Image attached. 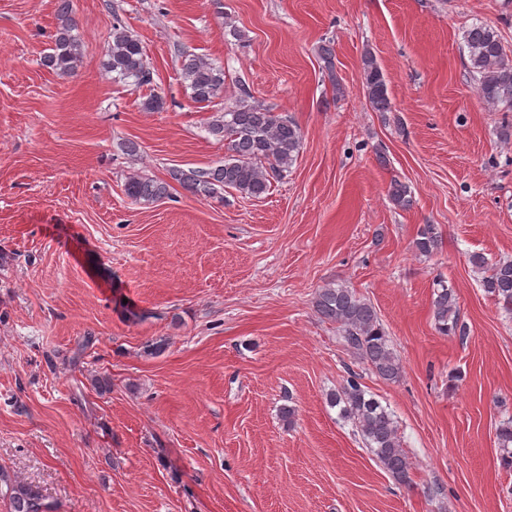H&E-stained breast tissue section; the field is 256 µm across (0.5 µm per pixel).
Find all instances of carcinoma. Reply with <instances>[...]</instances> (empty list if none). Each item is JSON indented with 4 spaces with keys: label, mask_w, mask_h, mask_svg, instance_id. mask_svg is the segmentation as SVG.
<instances>
[{
    "label": "carcinoma",
    "mask_w": 512,
    "mask_h": 512,
    "mask_svg": "<svg viewBox=\"0 0 512 512\" xmlns=\"http://www.w3.org/2000/svg\"><path fill=\"white\" fill-rule=\"evenodd\" d=\"M57 27L51 52L42 65L61 76L72 74L83 57V42L75 34L76 23L70 0H59ZM468 68L476 83L479 97L487 105L512 112V55L492 27L473 25L464 33ZM103 68L120 78L132 80L138 88L153 83V69L140 40L120 22L112 30L104 46ZM363 86L371 106L378 112L391 111L385 75L371 52L362 59ZM180 77L191 99L205 107L215 100L224 101V111L216 112L207 123V131L224 141V160L202 170L173 169L172 180L191 193L216 197L226 189L261 198L272 182L287 176L303 145L300 126L274 108L251 100L250 93L239 89L227 93L224 67L211 59L191 53L180 55ZM168 184L158 182L142 172L126 177L125 192L136 203L152 204L167 195ZM391 201L408 208L413 203L410 187L400 181L391 183ZM441 234L433 224L419 227L415 249L430 256L439 249ZM471 262L485 269L481 287L503 307L512 312V261L491 262L482 255L471 256ZM432 301L436 330L445 336L467 335L461 321L457 298L444 281L435 283ZM317 312L338 325L341 344L379 377L395 381L400 377L399 358L391 347L374 306L352 288L326 286L315 298ZM353 369L340 389L327 395L332 406L340 407L343 418L354 428L363 444L400 484L410 482V465L404 452L393 415L379 401L367 395ZM500 461L512 468V421L496 429ZM6 486L9 512H53L40 490L0 469V485Z\"/></svg>",
    "instance_id": "cac0c4a2"
}]
</instances>
